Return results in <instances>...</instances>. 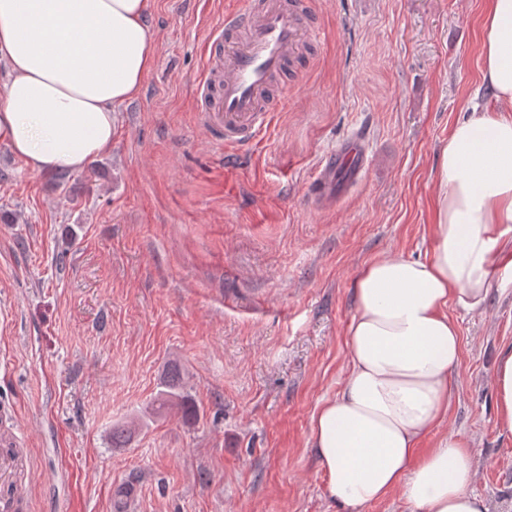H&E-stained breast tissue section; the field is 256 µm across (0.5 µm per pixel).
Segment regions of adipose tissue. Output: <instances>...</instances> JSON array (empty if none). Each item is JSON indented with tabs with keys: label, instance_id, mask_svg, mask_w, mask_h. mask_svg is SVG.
<instances>
[{
	"label": "adipose tissue",
	"instance_id": "adipose-tissue-1",
	"mask_svg": "<svg viewBox=\"0 0 512 512\" xmlns=\"http://www.w3.org/2000/svg\"><path fill=\"white\" fill-rule=\"evenodd\" d=\"M148 0H0V141L37 171L74 172L112 149L118 108L154 64ZM482 81L494 108L454 126L442 148L421 261L366 263L347 330L348 372L312 415L309 442L345 512L401 493L413 512H488L474 494L473 453L457 436L419 450L448 412L460 337L449 303L474 308L512 228V0H488ZM498 424L512 433V346L496 367Z\"/></svg>",
	"mask_w": 512,
	"mask_h": 512
}]
</instances>
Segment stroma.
Returning a JSON list of instances; mask_svg holds the SVG:
<instances>
[{
  "instance_id": "obj_1",
  "label": "stroma",
  "mask_w": 512,
  "mask_h": 512,
  "mask_svg": "<svg viewBox=\"0 0 512 512\" xmlns=\"http://www.w3.org/2000/svg\"><path fill=\"white\" fill-rule=\"evenodd\" d=\"M245 0H149L155 64L118 110L110 153L60 184L0 143V406L17 413L29 512H341L309 444L346 373L371 259L424 260L441 146L481 84L486 0H292L320 36L269 97V127L224 169L199 114L205 42ZM369 164L342 198L311 188L352 132ZM64 262H57L58 252ZM452 304L461 356L442 436L472 490L512 512V433L493 378L512 346V271ZM199 413L155 409L171 364ZM134 433L112 445L113 424Z\"/></svg>"
}]
</instances>
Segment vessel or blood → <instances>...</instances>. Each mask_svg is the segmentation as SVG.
<instances>
[{
    "label": "vessel or blood",
    "instance_id": "vessel-or-blood-1",
    "mask_svg": "<svg viewBox=\"0 0 512 512\" xmlns=\"http://www.w3.org/2000/svg\"><path fill=\"white\" fill-rule=\"evenodd\" d=\"M314 35V28L304 26L295 10L276 0L260 10L249 6L225 15L223 25L211 35L216 51L208 62L209 71L222 73L223 82L216 91L201 85L200 110L205 122L218 131L226 155H236L268 127L272 107L263 97ZM367 164L363 138H347L325 160L313 197L330 196L337 174L354 177Z\"/></svg>",
    "mask_w": 512,
    "mask_h": 512
}]
</instances>
